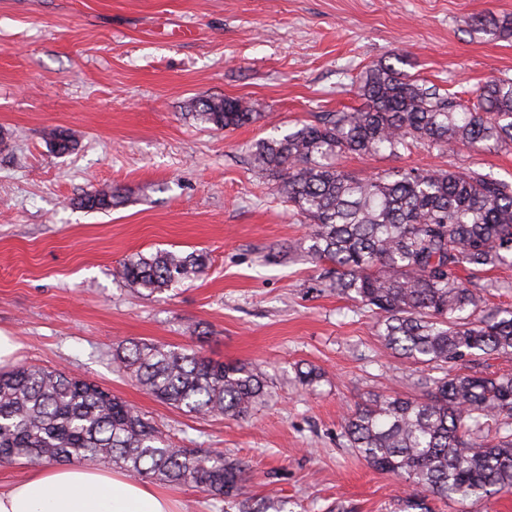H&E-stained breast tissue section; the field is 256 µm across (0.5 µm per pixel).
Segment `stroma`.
Returning <instances> with one entry per match:
<instances>
[{"label": "stroma", "instance_id": "stroma-1", "mask_svg": "<svg viewBox=\"0 0 512 512\" xmlns=\"http://www.w3.org/2000/svg\"><path fill=\"white\" fill-rule=\"evenodd\" d=\"M512 0H0V330L19 362L109 389L176 444L248 463L244 497L290 512H397L411 487L341 435L368 395H412L428 369L388 350L375 318L336 295L306 255L310 229L254 167L259 140L360 106L351 79L402 55L406 72L452 92L512 77V39L474 27ZM202 96L241 97L258 117L217 131ZM69 130L59 155L48 129ZM367 178L471 167L512 182V148L352 154ZM120 189L107 212L78 208ZM199 251L205 272L140 294L117 275L136 253ZM197 349L258 366L268 394L244 418L158 401L112 359L121 343ZM315 366L323 379L298 383ZM177 512H224L190 483H158Z\"/></svg>", "mask_w": 512, "mask_h": 512}]
</instances>
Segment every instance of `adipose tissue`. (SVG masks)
<instances>
[{"instance_id": "ef3b65f1", "label": "adipose tissue", "mask_w": 512, "mask_h": 512, "mask_svg": "<svg viewBox=\"0 0 512 512\" xmlns=\"http://www.w3.org/2000/svg\"><path fill=\"white\" fill-rule=\"evenodd\" d=\"M0 512H173L148 484L70 462L30 473L0 488Z\"/></svg>"}]
</instances>
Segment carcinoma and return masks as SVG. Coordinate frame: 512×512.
<instances>
[{"mask_svg": "<svg viewBox=\"0 0 512 512\" xmlns=\"http://www.w3.org/2000/svg\"><path fill=\"white\" fill-rule=\"evenodd\" d=\"M475 26L512 38L511 16L480 17ZM356 84L358 108L324 112L252 150L254 167L279 180L311 227L306 253L332 265L330 287L376 316L391 353L437 372L421 380L418 399L368 397L345 415L342 437L372 467L414 487L405 512H432L431 498L464 504L512 492V374L463 371L486 356L512 359V311L488 307L485 288L459 276L512 266V182L470 168H411L364 180L336 164L344 154L397 155L415 143L442 153L512 147V78L484 82L471 101L380 61ZM195 108L217 130L256 118L236 97H202ZM46 139L60 155L75 149L63 128ZM118 198L95 191L79 205L107 211ZM206 263L203 253L160 250L127 258L117 275L152 294L198 276ZM113 357L150 394L189 414L242 417L265 394L257 367L194 349L132 342ZM75 460L192 483L226 510L286 512L285 500L240 498L242 459L173 445L96 383L34 366L0 373V463Z\"/></svg>", "mask_w": 512, "mask_h": 512, "instance_id": "1", "label": "carcinoma"}]
</instances>
